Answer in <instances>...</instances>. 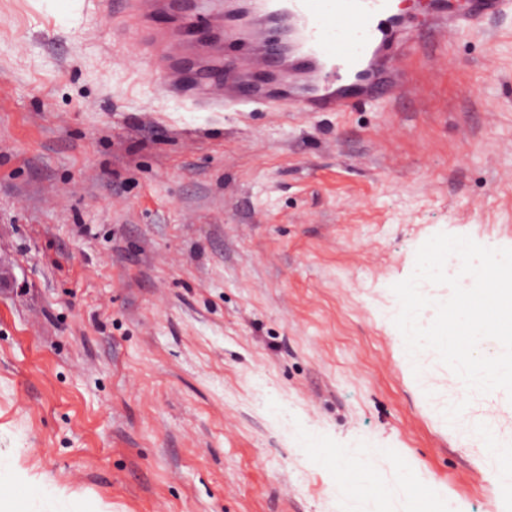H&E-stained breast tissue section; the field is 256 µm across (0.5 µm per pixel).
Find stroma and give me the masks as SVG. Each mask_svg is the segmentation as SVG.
Here are the masks:
<instances>
[{"mask_svg":"<svg viewBox=\"0 0 512 512\" xmlns=\"http://www.w3.org/2000/svg\"><path fill=\"white\" fill-rule=\"evenodd\" d=\"M442 51L413 30L407 88L349 112H208L107 0H0V501L512 512V399L465 410L489 458L394 324L431 236L512 248V17Z\"/></svg>","mask_w":512,"mask_h":512,"instance_id":"35a3bbf8","label":"stroma"}]
</instances>
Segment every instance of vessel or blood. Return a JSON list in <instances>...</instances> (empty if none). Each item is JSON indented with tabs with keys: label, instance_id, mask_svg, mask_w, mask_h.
<instances>
[{
	"label": "vessel or blood",
	"instance_id": "1",
	"mask_svg": "<svg viewBox=\"0 0 512 512\" xmlns=\"http://www.w3.org/2000/svg\"><path fill=\"white\" fill-rule=\"evenodd\" d=\"M109 11L161 91L213 109L347 112L407 84L401 47L414 22L394 0H110ZM504 15L512 0H430L421 25L444 41Z\"/></svg>",
	"mask_w": 512,
	"mask_h": 512
}]
</instances>
